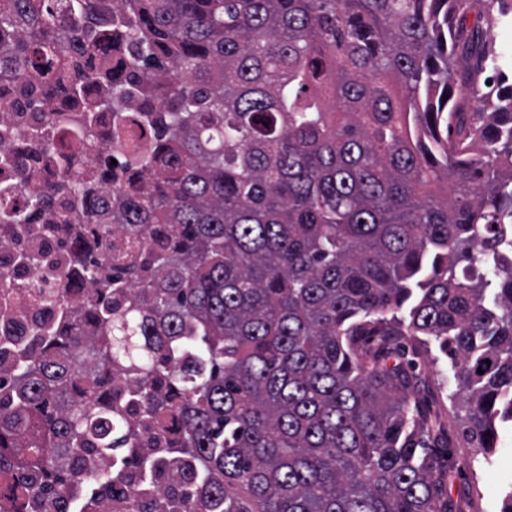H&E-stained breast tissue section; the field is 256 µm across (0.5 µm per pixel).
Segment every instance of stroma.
<instances>
[{"label":"stroma","instance_id":"35a3bbf8","mask_svg":"<svg viewBox=\"0 0 512 512\" xmlns=\"http://www.w3.org/2000/svg\"><path fill=\"white\" fill-rule=\"evenodd\" d=\"M419 371L446 413L452 437V459L444 478V496L461 512H500L503 499L512 493V424L498 428V442L483 452L468 433L466 408L445 361L435 352H422Z\"/></svg>","mask_w":512,"mask_h":512}]
</instances>
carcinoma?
<instances>
[{"mask_svg": "<svg viewBox=\"0 0 512 512\" xmlns=\"http://www.w3.org/2000/svg\"><path fill=\"white\" fill-rule=\"evenodd\" d=\"M509 0H0V82L48 117V152L106 89L122 190L112 223L141 245L100 263L79 317L37 329L49 351L0 344V512H70V482L123 480L160 512H451L445 413L417 356L452 365L470 437L512 422V84L491 5ZM65 13L73 29L57 28ZM100 17L103 27L87 24ZM82 43L49 84L28 74ZM120 67L84 57L102 42ZM491 105L475 112L471 102ZM83 179L61 214L84 227ZM55 215L30 187L0 204L8 232ZM87 349V390L53 352ZM125 380L117 391L104 375ZM443 449L437 456L430 447Z\"/></svg>", "mask_w": 512, "mask_h": 512, "instance_id": "1", "label": "carcinoma"}]
</instances>
